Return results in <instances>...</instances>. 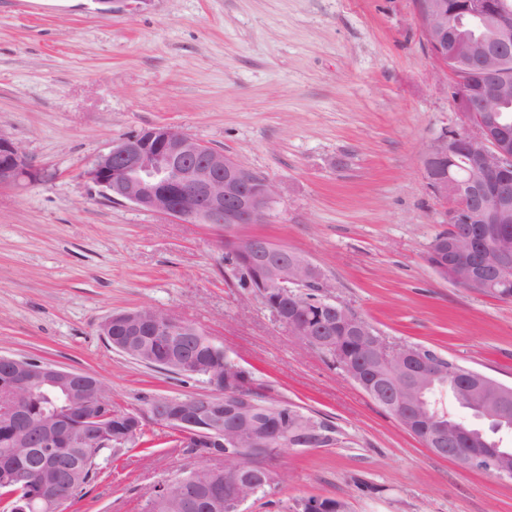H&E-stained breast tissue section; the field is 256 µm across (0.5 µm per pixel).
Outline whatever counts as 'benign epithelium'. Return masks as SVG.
Returning <instances> with one entry per match:
<instances>
[{
  "label": "benign epithelium",
  "instance_id": "7a95c632",
  "mask_svg": "<svg viewBox=\"0 0 512 512\" xmlns=\"http://www.w3.org/2000/svg\"><path fill=\"white\" fill-rule=\"evenodd\" d=\"M417 15L431 55L446 72H452L463 46L474 48L470 59L486 76L479 98L470 101L455 94L461 124L443 128L432 140L424 162L428 165L465 161V177L453 171L428 179L431 191L446 200V223L470 224L472 229L454 241L448 252L428 247L432 268L448 274L446 280L488 289L512 270V106L509 84L501 78L506 53L512 49V3L491 6L485 0H463L448 11L445 0H416ZM34 173L20 146L0 134V186L32 178ZM86 177L112 200L129 202L141 210L168 215L191 224H211L231 229L243 224H263L279 189L273 182L241 167L232 157L170 126H155L128 136L99 156ZM233 254L244 258L246 287L261 298L277 320L306 345L326 352L336 348V326L365 343L358 365L341 364L346 377L371 394L381 396L400 424L421 439L437 456L491 476L512 478V448H483L471 430L449 427L447 421L427 410V393L436 384L451 386L465 397L472 391L484 401L482 413L490 421L512 426L508 400L512 388L454 362L448 366L431 359L420 348L404 344L389 348L373 326L348 305L319 297L318 329L302 325L304 299L310 288L324 285L323 270L306 256L271 243L259 235L230 240ZM122 331L112 336V325ZM112 348L141 362L158 357L169 366L192 368L204 377L208 390L184 399H155L127 414L139 434L143 421L177 431V446L199 448L217 443L225 452L219 467L224 473V499L215 508L242 512L254 498V486L240 485V467H253L265 459L274 444L312 448L317 440L304 435L267 429L246 431L247 416L258 407L249 391L246 370L226 357L224 370L214 373L192 362L186 346L192 327L153 307H140L106 317L98 326ZM0 424L12 425L24 418L30 394L35 390L55 393L66 406L84 408L81 438L111 445L108 405L90 407L99 377L65 369L48 361L0 355ZM35 440L54 448L60 432L50 419L35 426ZM44 506L59 512L70 501L68 486L54 480L39 484Z\"/></svg>",
  "mask_w": 512,
  "mask_h": 512
}]
</instances>
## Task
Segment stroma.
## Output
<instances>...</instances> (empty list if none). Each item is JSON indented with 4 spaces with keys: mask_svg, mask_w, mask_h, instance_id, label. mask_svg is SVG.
Returning a JSON list of instances; mask_svg holds the SVG:
<instances>
[{
    "mask_svg": "<svg viewBox=\"0 0 512 512\" xmlns=\"http://www.w3.org/2000/svg\"><path fill=\"white\" fill-rule=\"evenodd\" d=\"M415 0H0V133L37 176L0 187V354L100 376L112 403L187 397L200 378L146 368L96 326L154 307L196 326L269 400L336 429L285 448L244 512H512V480L434 455L319 350L241 288L221 235L129 203L84 172L113 143L176 127L273 183L266 223L236 228L299 252L390 347L412 344L512 385V300L460 288L427 263L446 203L425 151L459 124ZM119 451L67 512H140L154 486L204 460L170 429Z\"/></svg>",
    "mask_w": 512,
    "mask_h": 512,
    "instance_id": "1",
    "label": "stroma"
}]
</instances>
